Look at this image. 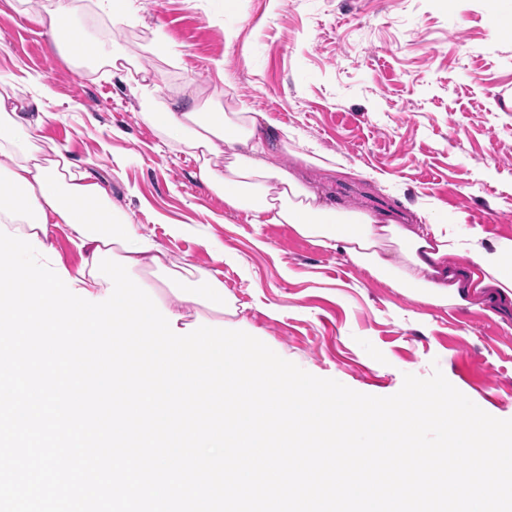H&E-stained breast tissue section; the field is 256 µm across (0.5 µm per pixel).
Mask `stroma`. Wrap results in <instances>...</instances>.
Listing matches in <instances>:
<instances>
[{"label": "stroma", "instance_id": "1", "mask_svg": "<svg viewBox=\"0 0 512 512\" xmlns=\"http://www.w3.org/2000/svg\"><path fill=\"white\" fill-rule=\"evenodd\" d=\"M66 2L70 27L123 48L164 99L195 83L225 111L261 113L271 138L286 127L296 148L318 145L311 176L337 208L512 238V0H133L134 26L101 0ZM26 10L0 0V95L41 75L45 138L172 260L218 272L254 337L373 396L438 369L512 419L511 315L416 304L289 225L228 210L111 69H75ZM157 35L168 55L149 50Z\"/></svg>", "mask_w": 512, "mask_h": 512}]
</instances>
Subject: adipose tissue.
Instances as JSON below:
<instances>
[{
  "label": "adipose tissue",
  "instance_id": "ef3b65f1",
  "mask_svg": "<svg viewBox=\"0 0 512 512\" xmlns=\"http://www.w3.org/2000/svg\"><path fill=\"white\" fill-rule=\"evenodd\" d=\"M71 64L106 60L137 93L143 121L164 140L185 146L197 163L194 178L223 198L227 209L250 211L256 223L287 224L325 249L342 251L390 288L423 305L485 307L491 318L512 310V238L487 242L482 227L397 224L368 213L337 211L295 172L270 159L267 134L254 112L200 111V89L166 103L147 80L126 73L125 53L105 51L78 36L58 41ZM46 113L25 101L0 96V224L21 225L48 242L50 230L67 225L86 252L112 250L134 259L133 274L151 272L153 291L177 315L178 328L197 318L223 320L235 313L216 273L173 263L161 247L114 208L106 188L89 171L75 169L59 146L43 148ZM467 257L459 266L455 257Z\"/></svg>",
  "mask_w": 512,
  "mask_h": 512
}]
</instances>
